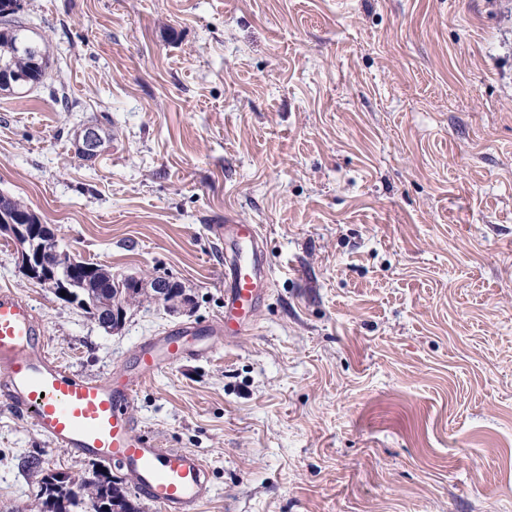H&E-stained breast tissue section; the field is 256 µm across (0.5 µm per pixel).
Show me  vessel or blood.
I'll return each mask as SVG.
<instances>
[{
	"mask_svg": "<svg viewBox=\"0 0 512 512\" xmlns=\"http://www.w3.org/2000/svg\"><path fill=\"white\" fill-rule=\"evenodd\" d=\"M271 281L259 225H225L223 317L206 328L180 327L143 341L135 360L104 380L80 376L55 360L29 302L1 291L0 400L55 447L118 463L160 512H200L211 495L204 461L191 451L161 447L138 430L134 393L181 361L207 356L215 337L231 342L253 329Z\"/></svg>",
	"mask_w": 512,
	"mask_h": 512,
	"instance_id": "obj_1",
	"label": "vessel or blood"
}]
</instances>
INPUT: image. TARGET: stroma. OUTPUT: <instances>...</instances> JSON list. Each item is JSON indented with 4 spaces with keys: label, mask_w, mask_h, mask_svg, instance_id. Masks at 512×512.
I'll list each match as a JSON object with an SVG mask.
<instances>
[{
    "label": "stroma",
    "mask_w": 512,
    "mask_h": 512,
    "mask_svg": "<svg viewBox=\"0 0 512 512\" xmlns=\"http://www.w3.org/2000/svg\"><path fill=\"white\" fill-rule=\"evenodd\" d=\"M51 86L0 90V194L115 277L163 278L112 331L25 278L51 355L107 378L224 311V241L273 272L254 330L141 387L202 457L201 512H512V0H22ZM89 125L110 138L86 161ZM87 460L0 402V512Z\"/></svg>",
    "instance_id": "stroma-1"
}]
</instances>
